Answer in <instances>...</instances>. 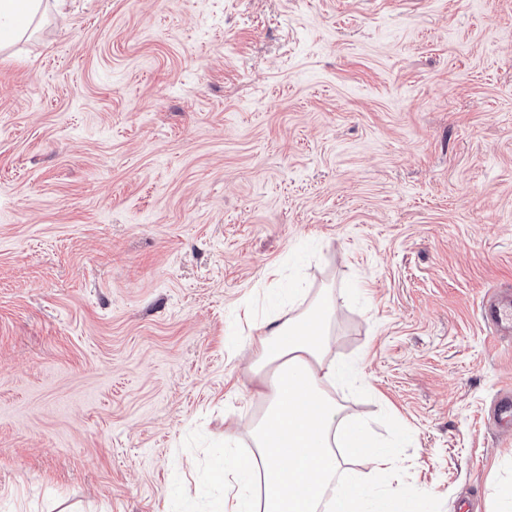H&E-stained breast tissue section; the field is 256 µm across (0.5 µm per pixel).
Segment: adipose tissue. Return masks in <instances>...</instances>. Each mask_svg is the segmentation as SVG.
I'll use <instances>...</instances> for the list:
<instances>
[{
    "label": "adipose tissue",
    "mask_w": 512,
    "mask_h": 512,
    "mask_svg": "<svg viewBox=\"0 0 512 512\" xmlns=\"http://www.w3.org/2000/svg\"><path fill=\"white\" fill-rule=\"evenodd\" d=\"M67 0H0V51L22 40L48 9ZM307 308H300L302 299ZM249 328L248 370L264 414L247 425L253 444L236 447L238 426L224 428V459L212 481L223 484L220 512H426L407 482L375 498L346 459H364L380 477L394 473L390 442L369 421L345 414L333 394L346 371L331 356L335 305L306 288L288 291V309L255 320L251 300L241 304Z\"/></svg>",
    "instance_id": "adipose-tissue-1"
}]
</instances>
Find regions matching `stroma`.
Masks as SVG:
<instances>
[{"label": "stroma", "instance_id": "1", "mask_svg": "<svg viewBox=\"0 0 512 512\" xmlns=\"http://www.w3.org/2000/svg\"><path fill=\"white\" fill-rule=\"evenodd\" d=\"M270 267L430 512H505L512 0H70L0 53V512H215ZM481 319L492 336L512 337V293L490 296L481 309Z\"/></svg>", "mask_w": 512, "mask_h": 512}]
</instances>
